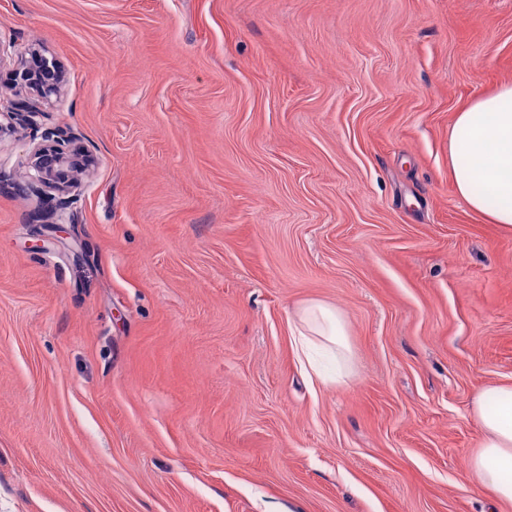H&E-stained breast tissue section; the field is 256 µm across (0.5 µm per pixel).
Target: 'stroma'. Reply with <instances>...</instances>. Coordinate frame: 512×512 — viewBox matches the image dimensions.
Returning a JSON list of instances; mask_svg holds the SVG:
<instances>
[{
  "label": "stroma",
  "instance_id": "obj_1",
  "mask_svg": "<svg viewBox=\"0 0 512 512\" xmlns=\"http://www.w3.org/2000/svg\"><path fill=\"white\" fill-rule=\"evenodd\" d=\"M0 41L98 158L59 234L0 137V512H512L466 473L512 231L448 168L512 0H0ZM311 302L341 387L296 361ZM297 326L292 345L301 367L324 386L343 384L349 375L346 354L349 346L343 317L327 305L311 303L295 314ZM320 350L336 362V374H326L315 362L311 352Z\"/></svg>",
  "mask_w": 512,
  "mask_h": 512
}]
</instances>
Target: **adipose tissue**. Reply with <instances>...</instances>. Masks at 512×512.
I'll return each mask as SVG.
<instances>
[{"label":"adipose tissue","mask_w":512,"mask_h":512,"mask_svg":"<svg viewBox=\"0 0 512 512\" xmlns=\"http://www.w3.org/2000/svg\"><path fill=\"white\" fill-rule=\"evenodd\" d=\"M448 165L456 193L469 209L512 230V84L456 114ZM295 317L292 343L301 367L322 385L343 384L349 375L343 317L321 303L300 307ZM472 411L483 438L467 472L496 501L512 502V384L480 390Z\"/></svg>","instance_id":"obj_1"}]
</instances>
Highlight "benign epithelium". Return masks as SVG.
Returning <instances> with one entry per match:
<instances>
[{"label":"benign epithelium","instance_id":"obj_1","mask_svg":"<svg viewBox=\"0 0 512 512\" xmlns=\"http://www.w3.org/2000/svg\"><path fill=\"white\" fill-rule=\"evenodd\" d=\"M13 73L29 94L0 95V135L20 128L32 138L26 167L34 174L29 176L25 190L44 202H55L64 222L73 204L71 192L96 167L97 158L71 129L47 123L44 101L59 92L65 78L62 67L33 48Z\"/></svg>","mask_w":512,"mask_h":512}]
</instances>
